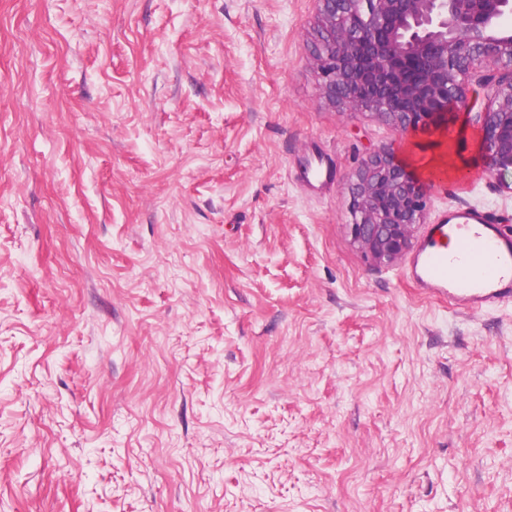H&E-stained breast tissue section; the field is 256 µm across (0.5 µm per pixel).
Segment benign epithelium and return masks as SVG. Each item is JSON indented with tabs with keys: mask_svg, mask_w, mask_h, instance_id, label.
<instances>
[{
	"mask_svg": "<svg viewBox=\"0 0 512 512\" xmlns=\"http://www.w3.org/2000/svg\"><path fill=\"white\" fill-rule=\"evenodd\" d=\"M311 58L322 96L371 111L402 136L442 133L463 115L486 172L512 176V0H315ZM353 243L396 262L424 223L430 184L395 150L351 178Z\"/></svg>",
	"mask_w": 512,
	"mask_h": 512,
	"instance_id": "benign-epithelium-1",
	"label": "benign epithelium"
}]
</instances>
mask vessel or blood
<instances>
[{
	"label": "vessel or blood",
	"mask_w": 512,
	"mask_h": 512,
	"mask_svg": "<svg viewBox=\"0 0 512 512\" xmlns=\"http://www.w3.org/2000/svg\"><path fill=\"white\" fill-rule=\"evenodd\" d=\"M331 175L322 155L308 156L301 170L311 185ZM407 275L421 293L449 305L481 312L512 301V231L490 215L463 211L429 225L412 254Z\"/></svg>",
	"instance_id": "b4317fda"
}]
</instances>
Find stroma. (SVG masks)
<instances>
[{
    "instance_id": "obj_1",
    "label": "stroma",
    "mask_w": 512,
    "mask_h": 512,
    "mask_svg": "<svg viewBox=\"0 0 512 512\" xmlns=\"http://www.w3.org/2000/svg\"><path fill=\"white\" fill-rule=\"evenodd\" d=\"M314 12L0 0V512H512V304L353 244L350 175L425 136L321 97ZM472 209L512 228L433 181ZM331 167L324 163L322 154L308 156L302 165L301 176L311 185L321 183L330 177Z\"/></svg>"
}]
</instances>
